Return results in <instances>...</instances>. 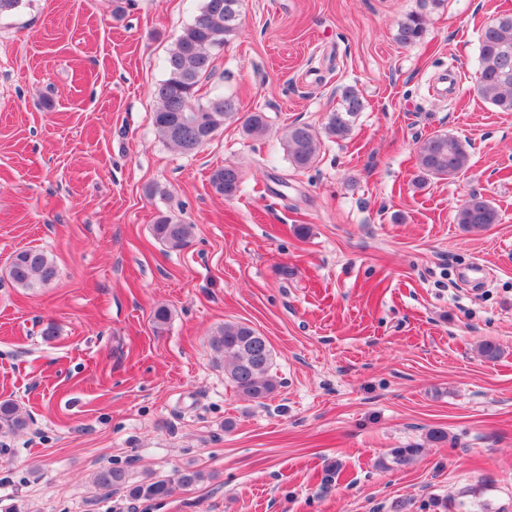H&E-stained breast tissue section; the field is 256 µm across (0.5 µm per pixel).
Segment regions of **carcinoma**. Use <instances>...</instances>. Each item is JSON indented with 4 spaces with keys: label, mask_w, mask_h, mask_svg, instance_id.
I'll use <instances>...</instances> for the list:
<instances>
[{
    "label": "carcinoma",
    "mask_w": 512,
    "mask_h": 512,
    "mask_svg": "<svg viewBox=\"0 0 512 512\" xmlns=\"http://www.w3.org/2000/svg\"><path fill=\"white\" fill-rule=\"evenodd\" d=\"M241 0H203L199 15L185 25L170 51L166 76L156 86L153 112L155 130L164 142L184 152H192L208 143L224 122L237 115V101L222 93L200 97L202 83L213 69L215 55L229 39L240 31ZM424 19L410 14L398 24L396 39L411 45L421 39ZM476 94L500 112H512V14H501L488 22L480 35ZM364 109L358 90L346 86L341 104L328 113L325 134L336 140L350 136L354 123ZM267 127L263 112L248 114L243 129L248 135L261 134ZM290 165L296 170L310 168L320 151L315 131L306 124L286 127L279 141ZM469 144L448 134L436 133L418 147L417 163L422 175L447 179L470 167ZM210 183L219 194L232 199L241 191L243 175L234 165L214 169ZM456 223L468 232H480L499 222L493 203L473 193L460 205ZM193 225L161 215L153 224L154 236L173 249L189 243ZM8 275L17 288L48 285L58 275L54 261L42 250L28 248L17 252L9 262ZM215 359L224 362V376L239 395L255 401L270 397L280 385L273 372L274 351L266 337L242 322H226L211 340ZM28 425L10 401L0 402V431L19 432ZM95 484L110 491L126 483V472L120 467L103 469L94 476ZM172 491L171 481L160 479L138 484L130 494L136 499H162Z\"/></svg>",
    "instance_id": "1"
}]
</instances>
